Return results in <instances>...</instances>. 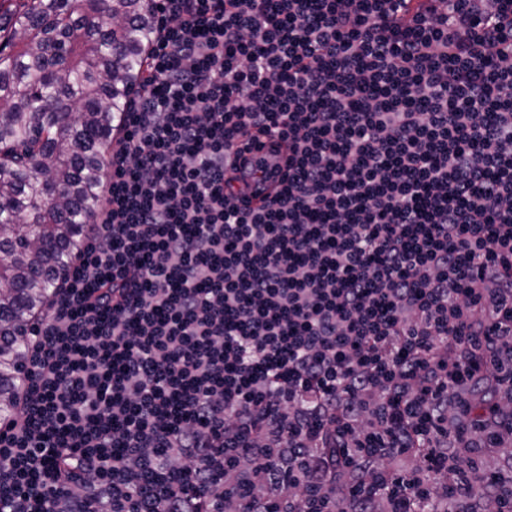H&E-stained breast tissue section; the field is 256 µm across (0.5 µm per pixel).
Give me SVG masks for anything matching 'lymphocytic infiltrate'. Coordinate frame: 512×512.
I'll return each mask as SVG.
<instances>
[{
    "instance_id": "1",
    "label": "lymphocytic infiltrate",
    "mask_w": 512,
    "mask_h": 512,
    "mask_svg": "<svg viewBox=\"0 0 512 512\" xmlns=\"http://www.w3.org/2000/svg\"><path fill=\"white\" fill-rule=\"evenodd\" d=\"M154 3L0 512H499L512 0Z\"/></svg>"
}]
</instances>
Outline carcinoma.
<instances>
[{
    "instance_id": "obj_1",
    "label": "carcinoma",
    "mask_w": 512,
    "mask_h": 512,
    "mask_svg": "<svg viewBox=\"0 0 512 512\" xmlns=\"http://www.w3.org/2000/svg\"><path fill=\"white\" fill-rule=\"evenodd\" d=\"M15 2L0 0V415L15 408L22 336L99 205L105 152L156 33L151 0ZM487 478L512 512V472Z\"/></svg>"
}]
</instances>
